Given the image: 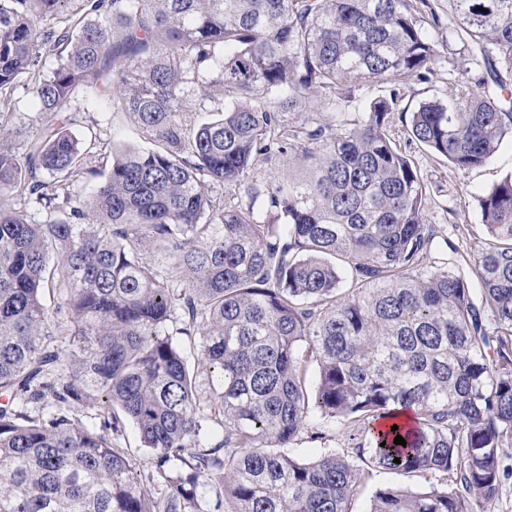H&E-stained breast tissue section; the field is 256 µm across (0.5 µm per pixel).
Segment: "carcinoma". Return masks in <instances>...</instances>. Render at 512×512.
Returning a JSON list of instances; mask_svg holds the SVG:
<instances>
[{
  "label": "carcinoma",
  "mask_w": 512,
  "mask_h": 512,
  "mask_svg": "<svg viewBox=\"0 0 512 512\" xmlns=\"http://www.w3.org/2000/svg\"><path fill=\"white\" fill-rule=\"evenodd\" d=\"M448 5L471 56L512 69V0ZM67 8L76 25L38 28ZM437 62L412 0H0V195L55 216L0 207V512H349L378 472L437 483L381 488L370 512H494L512 454V176L481 199L477 303L464 274L423 266V180L388 133L396 87ZM21 74L38 111L19 148ZM364 82L388 92L350 123L336 87ZM86 93L147 146L113 151L83 199L73 180L100 176L70 130ZM409 132L469 169L512 111L482 80L421 103ZM283 156L279 181L254 179ZM314 415L347 446L294 459ZM128 424L147 473L119 444Z\"/></svg>",
  "instance_id": "1"
}]
</instances>
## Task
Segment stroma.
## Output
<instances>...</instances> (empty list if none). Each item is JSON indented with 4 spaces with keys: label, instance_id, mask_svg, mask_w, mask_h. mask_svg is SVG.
I'll return each instance as SVG.
<instances>
[{
    "label": "stroma",
    "instance_id": "35a3bbf8",
    "mask_svg": "<svg viewBox=\"0 0 512 512\" xmlns=\"http://www.w3.org/2000/svg\"><path fill=\"white\" fill-rule=\"evenodd\" d=\"M418 10L424 30L438 53V63L428 79H415L399 86L389 134L414 162L426 189L425 218L434 231L433 246L425 258L426 266L439 267L449 260L469 276L473 273L469 264L471 255L489 239L479 200L512 175V138H504L495 155L485 164L463 170L411 139L407 124L421 102L456 95L464 86L482 79L498 80L504 86L503 97L512 100V71L501 66L492 70L472 63L466 43L453 31L448 0H422ZM74 116L71 130L77 137L91 142L95 166L100 172L109 169L115 148L144 143L133 118L102 108L96 99L81 101ZM395 485L424 491L430 481L416 474H377L359 485L351 500V512H368L376 490Z\"/></svg>",
    "mask_w": 512,
    "mask_h": 512
}]
</instances>
